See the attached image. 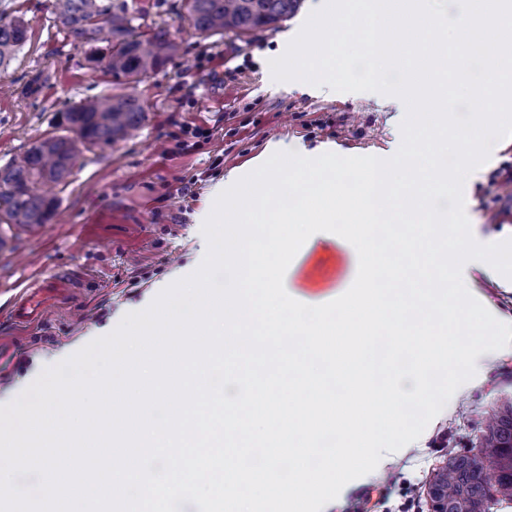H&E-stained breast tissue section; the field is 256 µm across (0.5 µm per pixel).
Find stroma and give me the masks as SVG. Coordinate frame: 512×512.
<instances>
[{
    "mask_svg": "<svg viewBox=\"0 0 512 512\" xmlns=\"http://www.w3.org/2000/svg\"><path fill=\"white\" fill-rule=\"evenodd\" d=\"M145 11L144 24L167 29L180 52L166 66L130 86L105 69H90L83 48L59 32L49 0H0V13L21 16L28 39L0 84V166L36 140L65 133L61 111L84 99L134 92L147 110L139 133L110 146L79 148L71 175L59 185L53 219L35 228L0 224V404L14 400L45 367L111 333L125 314L142 310L168 286L195 272L207 241L196 217L212 210V186L228 171L246 175L270 156L273 144L326 147L341 156L391 158L402 142L406 105L380 93H341L302 81H274L272 59L284 37H295L324 0H302L294 16L259 37L206 38L183 19L182 0H127ZM44 72L41 94L21 88ZM207 129L199 145L177 149L172 132ZM512 163V137L498 141L489 160L465 187L472 236L481 244L512 239V211L497 219L484 206L493 198L492 174ZM315 275L338 273L334 295L352 285L355 248L326 243ZM71 280L74 291L47 311L43 322L13 325L8 307L47 277ZM475 298L497 318L512 321V290L482 271L471 273ZM512 397V356L493 359L480 383L459 391L424 430L420 447L396 457L385 473L353 493L366 512H406L405 487L422 499L448 459L468 451L483 418Z\"/></svg>",
    "mask_w": 512,
    "mask_h": 512,
    "instance_id": "35a3bbf8",
    "label": "stroma"
}]
</instances>
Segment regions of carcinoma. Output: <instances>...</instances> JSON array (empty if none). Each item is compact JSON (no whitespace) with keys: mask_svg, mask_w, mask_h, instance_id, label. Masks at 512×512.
I'll return each mask as SVG.
<instances>
[{"mask_svg":"<svg viewBox=\"0 0 512 512\" xmlns=\"http://www.w3.org/2000/svg\"><path fill=\"white\" fill-rule=\"evenodd\" d=\"M301 0H183L185 19L207 36L233 33L254 36L292 16ZM143 16L126 0H55L54 22L76 47L87 48L86 60L106 61L112 77L134 84L156 72L179 52L163 28L142 30ZM20 17L0 14V74L7 71L27 41ZM63 124L81 135L86 146L110 145L132 136L146 120L142 101L132 92L100 95L66 108ZM77 152L75 139L40 140L0 167V223L39 225L51 221L57 199L38 186L60 184L70 175ZM480 455L448 451L441 488L448 512H490L512 500V401L507 400L481 428Z\"/></svg>","mask_w":512,"mask_h":512,"instance_id":"1","label":"carcinoma"}]
</instances>
